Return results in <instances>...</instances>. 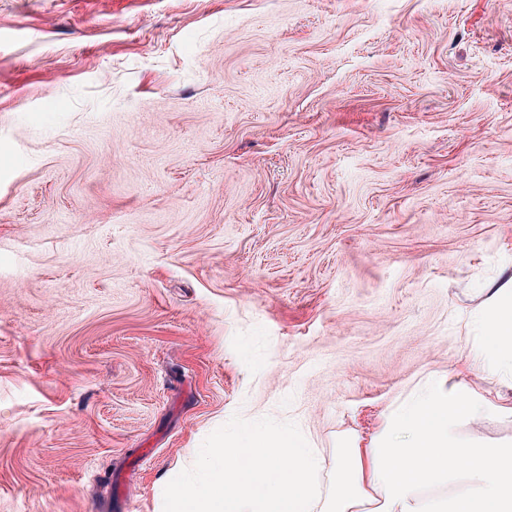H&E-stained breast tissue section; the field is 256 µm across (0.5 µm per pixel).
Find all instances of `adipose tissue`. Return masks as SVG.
<instances>
[{
	"instance_id": "adipose-tissue-1",
	"label": "adipose tissue",
	"mask_w": 512,
	"mask_h": 512,
	"mask_svg": "<svg viewBox=\"0 0 512 512\" xmlns=\"http://www.w3.org/2000/svg\"><path fill=\"white\" fill-rule=\"evenodd\" d=\"M484 338L474 365L512 389V276L493 291L475 322ZM493 411L463 386L425 382L390 413L368 451L336 469L324 512H512V447L462 441L464 420ZM460 484L451 496H424L423 486Z\"/></svg>"
}]
</instances>
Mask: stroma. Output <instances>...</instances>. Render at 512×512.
<instances>
[{
	"instance_id": "obj_1",
	"label": "stroma",
	"mask_w": 512,
	"mask_h": 512,
	"mask_svg": "<svg viewBox=\"0 0 512 512\" xmlns=\"http://www.w3.org/2000/svg\"><path fill=\"white\" fill-rule=\"evenodd\" d=\"M510 275L512 0H0V512H162L236 414L329 493L427 377L512 405ZM475 329L484 338L472 353L473 364L512 389V276L493 291Z\"/></svg>"
}]
</instances>
